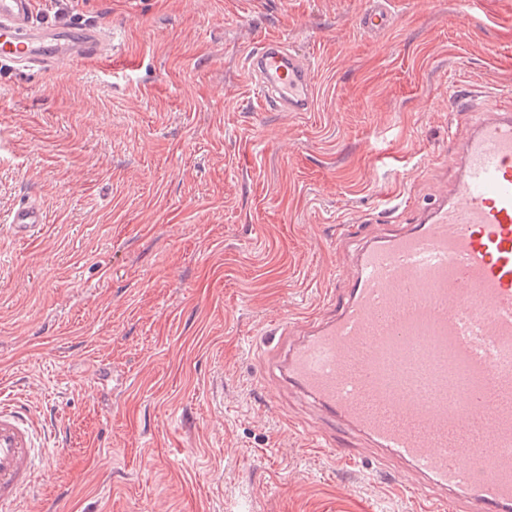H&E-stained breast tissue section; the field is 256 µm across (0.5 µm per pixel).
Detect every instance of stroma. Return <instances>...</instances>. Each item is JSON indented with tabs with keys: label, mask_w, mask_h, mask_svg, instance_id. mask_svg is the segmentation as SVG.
Here are the masks:
<instances>
[{
	"label": "stroma",
	"mask_w": 512,
	"mask_h": 512,
	"mask_svg": "<svg viewBox=\"0 0 512 512\" xmlns=\"http://www.w3.org/2000/svg\"><path fill=\"white\" fill-rule=\"evenodd\" d=\"M79 0L112 56L0 67V394L54 448L16 512H413L302 436L263 340L336 281L342 234L408 224L453 142L512 100V0ZM277 37L309 112H263L243 52ZM474 92L469 109L451 98ZM37 201L20 241L7 215ZM360 26L370 35H379L386 31L392 21V2L390 0H367L359 15Z\"/></svg>",
	"instance_id": "1"
}]
</instances>
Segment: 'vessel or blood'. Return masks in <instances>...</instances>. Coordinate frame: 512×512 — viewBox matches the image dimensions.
Here are the masks:
<instances>
[{"instance_id":"obj_1","label":"vessel or blood","mask_w":512,"mask_h":512,"mask_svg":"<svg viewBox=\"0 0 512 512\" xmlns=\"http://www.w3.org/2000/svg\"><path fill=\"white\" fill-rule=\"evenodd\" d=\"M359 21L383 33L391 0H365ZM114 49L106 25L47 22L35 0H0L1 66L48 71ZM246 69L266 110H311V64L285 41L251 47ZM457 166L419 222L341 241L340 289L301 317L273 367L320 413L314 446L395 463L390 480L415 512H512V106L460 140ZM43 222L35 203L8 214L19 239ZM46 448L28 406L1 399L0 512L34 487Z\"/></svg>"}]
</instances>
